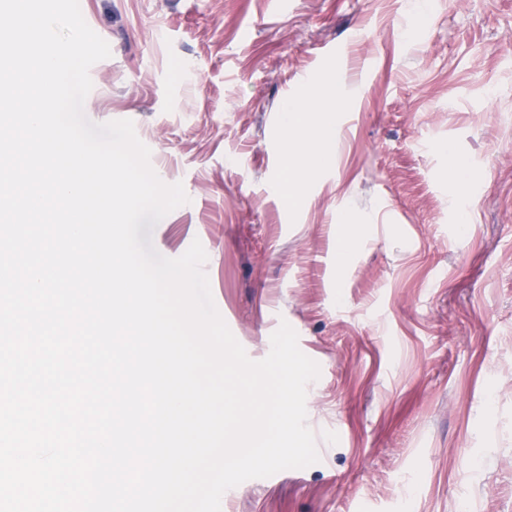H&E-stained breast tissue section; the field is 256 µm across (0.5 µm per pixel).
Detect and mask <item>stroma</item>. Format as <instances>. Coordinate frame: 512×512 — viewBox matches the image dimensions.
<instances>
[{"mask_svg":"<svg viewBox=\"0 0 512 512\" xmlns=\"http://www.w3.org/2000/svg\"><path fill=\"white\" fill-rule=\"evenodd\" d=\"M79 5L111 48L85 116L131 120L189 197L156 251L201 242L249 358L285 322L320 366L306 409L325 460L234 487L232 512H512V0ZM332 71L355 101L292 207L280 108ZM347 211L369 230L340 269Z\"/></svg>","mask_w":512,"mask_h":512,"instance_id":"obj_1","label":"stroma"}]
</instances>
